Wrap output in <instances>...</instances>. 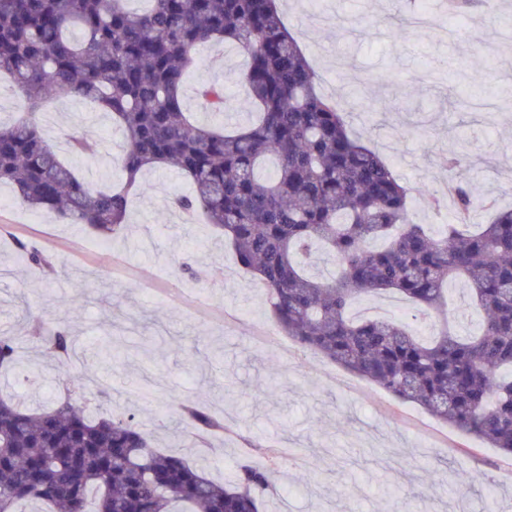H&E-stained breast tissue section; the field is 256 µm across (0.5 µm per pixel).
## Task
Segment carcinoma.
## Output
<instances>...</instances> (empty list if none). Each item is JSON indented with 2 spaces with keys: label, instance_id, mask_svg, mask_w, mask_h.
Listing matches in <instances>:
<instances>
[{
  "label": "carcinoma",
  "instance_id": "1",
  "mask_svg": "<svg viewBox=\"0 0 512 512\" xmlns=\"http://www.w3.org/2000/svg\"><path fill=\"white\" fill-rule=\"evenodd\" d=\"M129 2L0 0V73L22 107L0 122V186L33 211L89 225L107 245L129 225L130 196L149 190L140 173L177 168L192 192L171 208L199 210L224 232L287 336L512 457V208L474 231V195L450 179L451 222L415 223L410 189L345 121L347 107H381L319 92L277 0H146L142 11ZM214 40L247 57L242 83L256 115L233 130L195 121L183 106L198 48ZM52 91L110 115L124 138L120 182L101 189L78 178L40 133ZM199 96L225 112L223 87ZM64 139L75 154L98 153L76 128ZM464 160L454 143L442 164L451 175ZM320 248L336 264L327 279L305 272ZM453 280L482 312L470 336L446 319L427 339L394 318L350 314L360 295L396 294L430 319ZM28 338L57 367L73 365L70 327L38 326ZM0 368H25L14 336H0ZM172 413L201 437L222 428L189 400L174 399ZM280 496L268 468L239 463L227 484L207 478L154 448L133 414L91 418L69 395L38 409L0 395V512H19L21 501L50 512H262Z\"/></svg>",
  "mask_w": 512,
  "mask_h": 512
}]
</instances>
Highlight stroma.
Here are the masks:
<instances>
[{"label":"stroma","instance_id":"obj_1","mask_svg":"<svg viewBox=\"0 0 512 512\" xmlns=\"http://www.w3.org/2000/svg\"><path fill=\"white\" fill-rule=\"evenodd\" d=\"M399 0H281V17L321 78L336 89L380 101L384 111L347 115L349 129L385 157L410 188L444 193L441 157L449 143L466 148L458 179L480 199L512 206V40L501 37L512 0L460 13L441 0H418L429 24L397 32ZM186 78L185 107L206 113L196 95L224 88L234 121L252 105L234 46L212 42ZM90 100L49 97L40 112L44 137L77 175L103 186L119 178L120 133L100 122ZM77 127L99 154H71L62 131ZM150 190L135 195L129 227L111 245L87 226L57 223L20 205L0 188V334L20 337L25 358L40 362L24 337L48 319L70 325L84 361L70 372L47 371L41 402L64 396L70 376L94 375L112 389L104 413L136 412L163 451L180 453L188 433L168 427L172 396L197 400L223 415L224 432L209 450L189 452L208 476L232 480L244 459L263 464L261 447L292 451L273 475L282 488L268 512H512V462L379 386L314 351L278 362L268 342L280 329L264 290L241 269L220 231L202 217L184 221L169 198L189 190L175 169L151 171ZM49 255L55 274L28 263L23 249ZM221 266L222 276L211 275ZM81 297L78 309L68 301ZM111 336L112 353L101 340ZM459 469L483 473L487 485L453 480Z\"/></svg>","mask_w":512,"mask_h":512}]
</instances>
